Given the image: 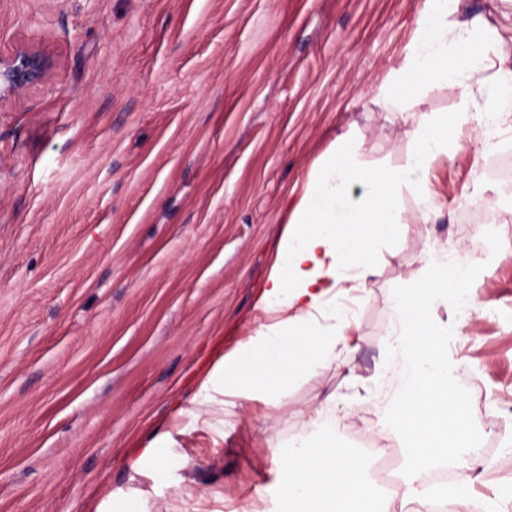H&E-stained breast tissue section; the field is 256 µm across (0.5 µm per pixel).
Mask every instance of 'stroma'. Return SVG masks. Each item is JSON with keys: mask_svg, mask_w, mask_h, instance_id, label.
Here are the masks:
<instances>
[{"mask_svg": "<svg viewBox=\"0 0 512 512\" xmlns=\"http://www.w3.org/2000/svg\"><path fill=\"white\" fill-rule=\"evenodd\" d=\"M424 2L0 0V53L55 60L0 104V512H97L132 490L149 512H271L267 440L288 443L318 395L345 417L337 441L367 452L380 418L354 403L388 378L390 301L427 243L465 240V139L433 169L442 216L402 225L378 244L377 274L356 280L351 363L222 423L175 424L172 407L217 344L255 326L295 188L337 134L356 127L369 159L399 163V125L365 93ZM473 267L487 313L464 328L445 305L433 315L457 342L450 371L482 377L461 384L479 448L484 395L512 427V251ZM165 431V474L125 468L127 449ZM501 470L454 489L512 512V458Z\"/></svg>", "mask_w": 512, "mask_h": 512, "instance_id": "obj_1", "label": "stroma"}]
</instances>
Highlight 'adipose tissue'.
Listing matches in <instances>:
<instances>
[{
	"label": "adipose tissue",
	"instance_id": "obj_1",
	"mask_svg": "<svg viewBox=\"0 0 512 512\" xmlns=\"http://www.w3.org/2000/svg\"><path fill=\"white\" fill-rule=\"evenodd\" d=\"M462 0H425L396 67L369 89L371 104L402 114V163L366 159L355 130L340 134L312 163L290 212L256 308L263 320L232 351L201 366L192 408L176 418L223 413L227 398L278 407L289 384L310 366L335 362L351 322L343 300L356 275L377 272L372 247L404 224H426L443 203L430 180L461 136L478 141L472 114L495 103V122L512 130V0H499L497 21L461 9ZM458 93L454 112H417L431 90ZM414 197L407 211L402 195ZM427 277H414L392 301L388 354L396 376L376 410L402 446L406 475L398 497L376 499L370 459L338 446L343 419L328 395L299 410L302 431L289 444L271 443L281 480L275 512H435L447 487L418 489L427 471L464 461L467 403L448 373V336L433 306H476V277L465 261L446 263L427 250Z\"/></svg>",
	"mask_w": 512,
	"mask_h": 512
}]
</instances>
